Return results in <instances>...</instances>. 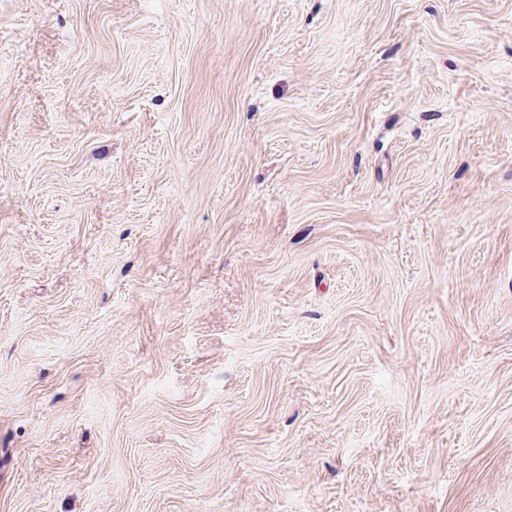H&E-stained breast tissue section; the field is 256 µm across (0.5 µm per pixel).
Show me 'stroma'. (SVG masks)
<instances>
[{
  "instance_id": "stroma-1",
  "label": "stroma",
  "mask_w": 512,
  "mask_h": 512,
  "mask_svg": "<svg viewBox=\"0 0 512 512\" xmlns=\"http://www.w3.org/2000/svg\"><path fill=\"white\" fill-rule=\"evenodd\" d=\"M0 512H512V0H0Z\"/></svg>"
}]
</instances>
